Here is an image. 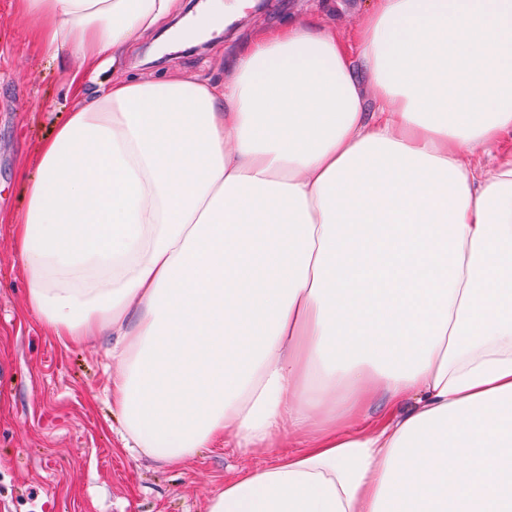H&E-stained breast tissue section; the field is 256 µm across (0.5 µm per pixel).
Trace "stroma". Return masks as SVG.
<instances>
[{
  "instance_id": "obj_1",
  "label": "stroma",
  "mask_w": 512,
  "mask_h": 512,
  "mask_svg": "<svg viewBox=\"0 0 512 512\" xmlns=\"http://www.w3.org/2000/svg\"><path fill=\"white\" fill-rule=\"evenodd\" d=\"M373 0H254L208 39L165 50L164 28L121 58L125 73L224 78V58L257 29L315 18L351 38ZM38 46L16 0H0V512H206L225 481L271 459L216 444L179 467L130 456L112 432L106 391L115 366L96 338L62 346L26 307L28 278L16 258L12 220L22 177L41 143L74 105L68 74Z\"/></svg>"
}]
</instances>
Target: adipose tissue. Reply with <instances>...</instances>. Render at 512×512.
I'll return each mask as SVG.
<instances>
[{
	"instance_id": "ef3b65f1",
	"label": "adipose tissue",
	"mask_w": 512,
	"mask_h": 512,
	"mask_svg": "<svg viewBox=\"0 0 512 512\" xmlns=\"http://www.w3.org/2000/svg\"><path fill=\"white\" fill-rule=\"evenodd\" d=\"M18 11L81 62L23 185L27 306L106 338L123 447L277 449L207 512H512V0H374L354 45L289 20L223 81L90 95L180 0Z\"/></svg>"
}]
</instances>
